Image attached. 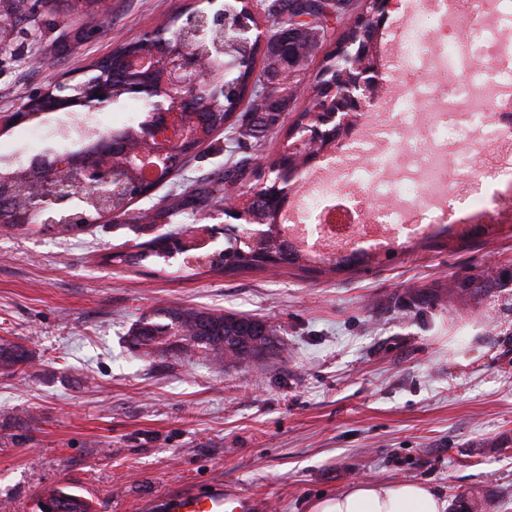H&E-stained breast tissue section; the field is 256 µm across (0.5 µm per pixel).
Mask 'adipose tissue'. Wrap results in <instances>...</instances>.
<instances>
[{"label": "adipose tissue", "mask_w": 512, "mask_h": 512, "mask_svg": "<svg viewBox=\"0 0 512 512\" xmlns=\"http://www.w3.org/2000/svg\"><path fill=\"white\" fill-rule=\"evenodd\" d=\"M311 512H445V502L430 486L418 481L377 482L319 498Z\"/></svg>", "instance_id": "adipose-tissue-1"}]
</instances>
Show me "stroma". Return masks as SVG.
<instances>
[{
    "mask_svg": "<svg viewBox=\"0 0 512 512\" xmlns=\"http://www.w3.org/2000/svg\"><path fill=\"white\" fill-rule=\"evenodd\" d=\"M91 26L56 0H0V147L56 146L65 112L12 115L63 74H80L185 0H105ZM298 95L242 182L288 147L308 107ZM225 132L137 200L133 219L76 234L30 224L0 231V337L31 361L0 370V512H38L67 488L92 512H154L161 497L215 485L259 512H309L361 481H420L446 512H512V223L465 237H399L352 260L235 274L187 272L181 257L141 267L107 262L160 234L140 220L156 203L223 173ZM223 201L179 237L224 246ZM272 321L284 353L216 366L201 355L140 357L129 334L155 307Z\"/></svg>",
    "mask_w": 512,
    "mask_h": 512,
    "instance_id": "obj_1",
    "label": "stroma"
}]
</instances>
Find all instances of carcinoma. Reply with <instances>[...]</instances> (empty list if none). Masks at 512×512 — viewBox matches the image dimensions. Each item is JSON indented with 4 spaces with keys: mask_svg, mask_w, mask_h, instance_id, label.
<instances>
[{
    "mask_svg": "<svg viewBox=\"0 0 512 512\" xmlns=\"http://www.w3.org/2000/svg\"><path fill=\"white\" fill-rule=\"evenodd\" d=\"M207 0H192L182 11L172 16L169 21L157 27L161 36L151 42L144 34H139L112 51V58H104L92 66L89 80L112 84V104L125 98H141L134 87L144 83L160 84L162 77L158 73L135 75L127 72L124 59L133 56L151 43L162 46L181 37L182 46L200 51L206 44L192 34L188 28L187 18L191 14L207 12ZM259 6L270 22V34L274 39L284 38L288 19L293 17H310L317 22L314 29L320 36L306 34L290 39V65L297 73L306 69L314 52L320 49L328 37L327 18L335 14L336 23L342 26V32L336 39V50L325 58V64L319 72L316 83L312 86L309 98L311 106L300 112L296 121L288 130L290 138L299 137V129L313 127L317 124L320 112L327 99L340 96L351 64L346 61V53L354 52L366 41V27L357 20L344 22L349 11V0H265ZM251 0H224V18L228 28L236 24L255 26L260 17L253 12ZM237 61L236 76L229 79L234 87L224 90L221 101L212 103L204 97L197 98V111L185 113L187 123L202 130V136L195 142L175 146L174 162L162 169L159 182L182 168V161L194 153L211 135L224 130L230 134V141L235 143L224 168V175L217 179L201 181L190 190L183 203V210L196 215L206 207L215 195L226 197V185H235L252 160L253 153L263 145L265 138L279 127L281 116L288 111L292 102L290 98L272 100V96L257 95L259 84L269 81L271 75L278 71L279 60L260 52V46L252 43L233 51ZM262 67H257V63ZM78 104L59 100V91L54 88L42 97L25 105L26 116L34 120L47 112L76 108ZM112 141V165L119 169L127 150L143 146L141 125L128 122L121 128H114L105 135L93 134L86 137L79 148L67 152L69 158L85 150H96L103 141ZM56 172V163L49 160L29 167H0V174L6 176L8 183L0 191V227L18 228L28 223L27 197L40 192L44 179ZM157 182V183H159ZM157 183L150 184L154 188ZM136 179L129 178L125 188L112 197L109 212L121 218L129 214V207L142 197ZM256 212L265 223L275 228L282 223L283 204L274 205L270 197L278 195L276 185H257L252 188ZM82 207L87 214V223L94 224L104 218L98 198L91 192L85 193ZM179 210L164 205H157L150 214L151 223L170 224ZM226 246L224 252L216 253V258L207 262L210 270L237 271L243 269H265L270 266L273 255L286 265H294L304 259L288 240L275 233L269 236L260 247L245 243L246 228L239 224H227L224 227ZM170 238L162 233L147 244H139L134 252H118L111 259L128 266H142L153 258H169L173 248ZM133 348L145 357L168 354L190 355L202 354L214 362L246 363L268 359L282 352V345L275 339V333L262 325V320L250 316L224 314L207 310L182 307H161L144 314L131 333ZM28 350L21 344L6 338H0V369L11 370L18 365L29 362ZM44 509L40 512H91L90 504L81 496L66 488L51 491L42 501Z\"/></svg>",
    "mask_w": 512,
    "mask_h": 512,
    "instance_id": "1",
    "label": "carcinoma"
}]
</instances>
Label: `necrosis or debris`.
<instances>
[{"mask_svg": "<svg viewBox=\"0 0 512 512\" xmlns=\"http://www.w3.org/2000/svg\"><path fill=\"white\" fill-rule=\"evenodd\" d=\"M488 0H404L393 58L401 84H386L380 102L394 111L398 137L392 157L354 161V149L337 155L352 174L375 183L382 169L397 166L401 177L388 188V204L367 209L363 195L338 188L333 170L307 172L306 198L330 196L312 223L293 224L287 237L311 254L332 258L345 251L388 247L402 231L420 238L460 224H500L512 219V50L490 31L496 21ZM464 25L463 37L435 40L444 19ZM429 58L442 79H422L419 59ZM492 64L493 82L457 79L456 71ZM467 112L470 149L456 151L455 116Z\"/></svg>", "mask_w": 512, "mask_h": 512, "instance_id": "1", "label": "necrosis or debris"}]
</instances>
